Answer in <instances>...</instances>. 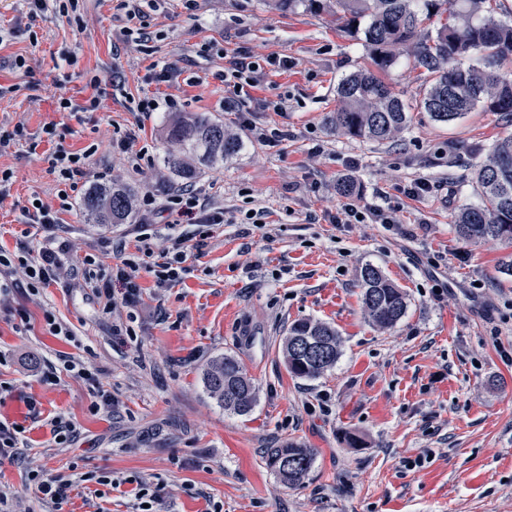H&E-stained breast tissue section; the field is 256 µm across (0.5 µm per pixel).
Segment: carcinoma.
<instances>
[{"instance_id": "obj_1", "label": "carcinoma", "mask_w": 512, "mask_h": 512, "mask_svg": "<svg viewBox=\"0 0 512 512\" xmlns=\"http://www.w3.org/2000/svg\"><path fill=\"white\" fill-rule=\"evenodd\" d=\"M281 10L300 5L327 9L347 29L363 30L368 63L338 83L336 111L325 117L333 131L376 142H389L410 122V110L427 112L443 123L454 121L485 103L489 111L512 119V24L495 17L501 0H274ZM479 55V64L467 60ZM406 55L424 70L429 87L415 105L393 92L392 68ZM176 149L163 158L174 181H191L242 148L240 138L208 112H187L169 126ZM480 203L455 216L458 236L465 241L512 242V137L499 140L472 174ZM138 187L114 182L94 186L83 198V210L95 224H129ZM362 303L368 319L387 329L406 313L404 294L382 272L367 265L360 272ZM282 352L289 372L312 380L332 368L341 354V339L331 325L301 319L288 327ZM211 398L224 410L249 413L256 389L239 362L224 356L203 373ZM315 452L294 443L266 450L264 460L288 486L303 482Z\"/></svg>"}]
</instances>
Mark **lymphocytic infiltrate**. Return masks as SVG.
<instances>
[{"label": "lymphocytic infiltrate", "instance_id": "1", "mask_svg": "<svg viewBox=\"0 0 512 512\" xmlns=\"http://www.w3.org/2000/svg\"><path fill=\"white\" fill-rule=\"evenodd\" d=\"M87 153L56 152L52 158V168L60 184L58 198L60 209H72L71 194L80 185L91 178L87 167ZM168 211L173 219L166 228L153 224H141L136 230L134 245L118 242L115 245L123 260L112 269H105L92 256L75 257L66 243L53 236L43 237L38 251H30L26 240L33 230L57 223L58 211H52L47 205H39L33 210L24 211L22 222L25 226V240L20 243L17 252L0 251V292L10 287L9 276L14 270H23L30 291L40 292L44 288L59 283L61 280H83L96 298L104 302V312H112L117 305L136 307L140 301L141 288L137 282L139 269L152 272L161 285L179 282L182 269L180 261L186 238L178 233L176 222L186 219L188 223L202 225L194 244L196 250H204L207 245V225L220 224L224 221L222 213L212 211L206 196L195 189H185L173 195L169 200ZM165 236L168 242L169 259L158 260L154 255L153 241L158 236Z\"/></svg>", "mask_w": 512, "mask_h": 512}]
</instances>
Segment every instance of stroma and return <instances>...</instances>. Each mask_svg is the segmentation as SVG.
<instances>
[{
	"instance_id": "35a3bbf8",
	"label": "stroma",
	"mask_w": 512,
	"mask_h": 512,
	"mask_svg": "<svg viewBox=\"0 0 512 512\" xmlns=\"http://www.w3.org/2000/svg\"><path fill=\"white\" fill-rule=\"evenodd\" d=\"M119 0H80L81 21L48 9L30 18L27 0H0V85L22 91L0 98V128L23 126L25 137L0 155L14 173L0 199V248L15 252L25 206L57 204L50 156L89 152L103 184L119 180L151 193L154 223L171 216L174 190L162 159L169 147L165 111L142 118L140 99L170 98L180 112H208L239 134L242 150L196 182L224 221L203 252L186 249L187 272L158 287L140 272L136 310L103 313L88 289L58 286L31 293L22 274L0 295V420L26 429L22 461L0 464V491L14 512H55L28 476L107 472L103 497L78 487L67 512H135L139 483L161 484L154 512H512V278L499 260L512 243L461 240L453 220L477 204L471 173L512 123L476 107L441 123L412 111L389 143L331 132L324 117L337 104L342 77L363 65L362 34L330 12L279 11L268 0H141L123 35ZM76 56L66 67L61 51ZM262 72L245 96L228 100L220 72L242 54ZM28 69H14L15 58ZM179 76L156 84L153 64ZM119 75L93 112H59L64 95L81 104L91 76ZM55 125V140L43 128ZM283 131L272 144L264 133ZM134 132L149 157L141 169L108 150ZM352 180L343 195L337 185ZM428 180L430 192L407 187ZM381 209L372 218L336 223L345 203ZM132 224L89 223L81 200L59 214L52 234L78 255L112 267L106 243L133 239ZM377 267L406 296L407 310L390 329L372 325L362 305L359 273ZM69 328L52 335L46 314ZM310 318L342 339L336 365L319 378L292 377L282 354L289 325ZM133 329L116 336L113 325ZM234 356L258 389L246 415L224 411L204 386L213 358ZM93 367L111 392V412H92L90 386L64 368ZM56 383L43 382L46 366ZM76 427L58 443L50 421ZM362 444L350 447L348 435ZM294 442L314 449L304 482L284 485L263 459L266 449ZM423 467L407 459L421 452Z\"/></svg>"
}]
</instances>
